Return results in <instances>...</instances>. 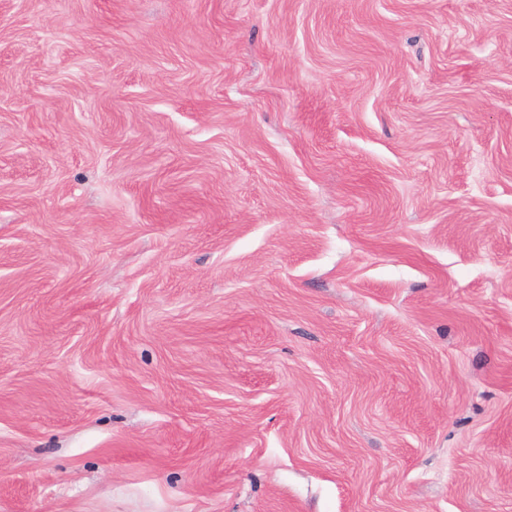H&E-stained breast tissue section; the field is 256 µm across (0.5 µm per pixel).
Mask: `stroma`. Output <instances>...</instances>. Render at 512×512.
Here are the masks:
<instances>
[{
	"instance_id": "obj_1",
	"label": "stroma",
	"mask_w": 512,
	"mask_h": 512,
	"mask_svg": "<svg viewBox=\"0 0 512 512\" xmlns=\"http://www.w3.org/2000/svg\"><path fill=\"white\" fill-rule=\"evenodd\" d=\"M0 512H512V0H0Z\"/></svg>"
}]
</instances>
